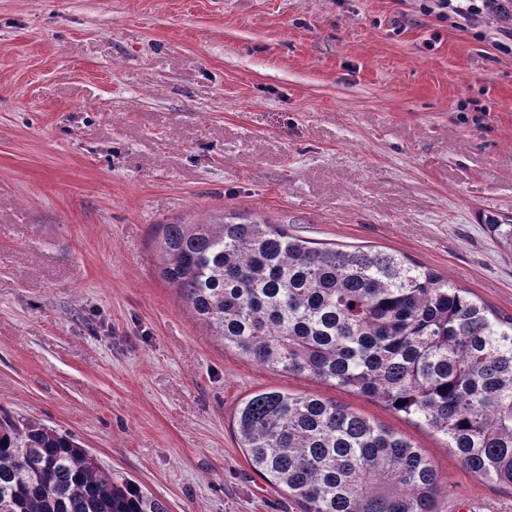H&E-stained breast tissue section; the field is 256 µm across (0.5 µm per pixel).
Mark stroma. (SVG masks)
I'll list each match as a JSON object with an SVG mask.
<instances>
[{
  "mask_svg": "<svg viewBox=\"0 0 512 512\" xmlns=\"http://www.w3.org/2000/svg\"><path fill=\"white\" fill-rule=\"evenodd\" d=\"M421 0H0V412L73 435L170 512H300L232 431L254 393L412 440L434 512H512L439 434L246 362L159 275L217 212L398 252L512 314V54ZM485 226L499 246L512 255V216H491Z\"/></svg>",
  "mask_w": 512,
  "mask_h": 512,
  "instance_id": "35a3bbf8",
  "label": "stroma"
}]
</instances>
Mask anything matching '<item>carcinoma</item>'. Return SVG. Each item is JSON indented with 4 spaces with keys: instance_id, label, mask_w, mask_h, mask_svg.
I'll list each match as a JSON object with an SVG mask.
<instances>
[{
    "instance_id": "cac0c4a2",
    "label": "carcinoma",
    "mask_w": 512,
    "mask_h": 512,
    "mask_svg": "<svg viewBox=\"0 0 512 512\" xmlns=\"http://www.w3.org/2000/svg\"><path fill=\"white\" fill-rule=\"evenodd\" d=\"M486 229L512 255V216ZM161 232V278L224 348L414 417L512 490V315L404 255L314 246L282 224L222 215ZM233 430L253 471L301 512H433L445 490L410 439L317 394L259 392ZM0 512L169 509L71 435L4 412Z\"/></svg>"
}]
</instances>
